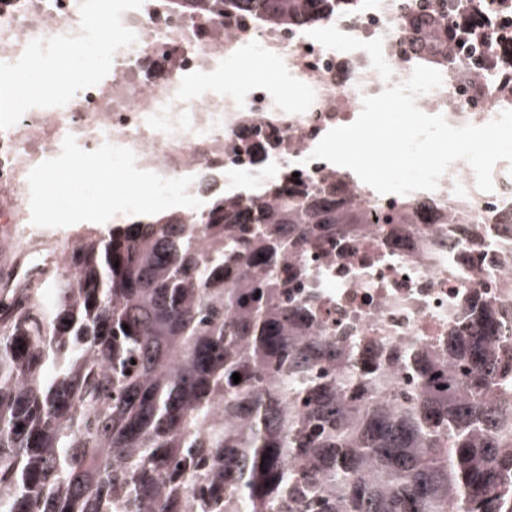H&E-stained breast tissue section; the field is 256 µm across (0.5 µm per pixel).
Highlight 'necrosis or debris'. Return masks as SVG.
<instances>
[{
	"mask_svg": "<svg viewBox=\"0 0 512 512\" xmlns=\"http://www.w3.org/2000/svg\"><path fill=\"white\" fill-rule=\"evenodd\" d=\"M462 18L492 35L480 77L447 48L430 49L411 20L424 11ZM98 41L107 70L60 95L18 84L34 57L60 43L81 53ZM512 0H358L350 13L301 27L268 24L259 13L207 16L178 0H0V237L21 250L14 287L33 288L64 271L61 237L35 233L50 182L79 157L119 164L127 175L182 200L195 223L225 177L236 198L257 196L258 173L318 182L361 209L406 215L402 224H328L296 261L312 273L301 301L311 325L335 341L317 370L342 377L357 365L380 369L386 390L358 383L357 395L385 404L418 391L415 355L447 366L448 337L480 335L482 302L497 319L500 354L512 358V166L498 162L493 192L477 188L465 162L434 190L382 195L350 169L311 154L331 129L353 123L362 99L424 65L442 85L417 99L452 126L483 125L512 109ZM258 57L267 80L230 85L233 64ZM300 94L285 96L282 85Z\"/></svg>",
	"mask_w": 512,
	"mask_h": 512,
	"instance_id": "4bbe7bcc",
	"label": "necrosis or debris"
}]
</instances>
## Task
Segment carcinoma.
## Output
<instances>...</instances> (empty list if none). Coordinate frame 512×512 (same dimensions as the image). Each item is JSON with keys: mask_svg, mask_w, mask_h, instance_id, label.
<instances>
[{"mask_svg": "<svg viewBox=\"0 0 512 512\" xmlns=\"http://www.w3.org/2000/svg\"><path fill=\"white\" fill-rule=\"evenodd\" d=\"M341 2L181 6L293 27ZM414 24L448 38L435 15ZM453 42L480 70L481 46ZM267 187L271 207L215 194L195 224L168 211L87 229L39 315L15 310L37 289H0L14 297L0 306V512H512V390L496 411L485 400L512 373L491 353L494 316L448 337L447 390L350 404L306 377L335 344L291 345L309 319L288 297L305 270L287 259L323 225L368 217L317 182ZM359 378L388 385L362 367L341 390Z\"/></svg>", "mask_w": 512, "mask_h": 512, "instance_id": "carcinoma-1", "label": "carcinoma"}]
</instances>
